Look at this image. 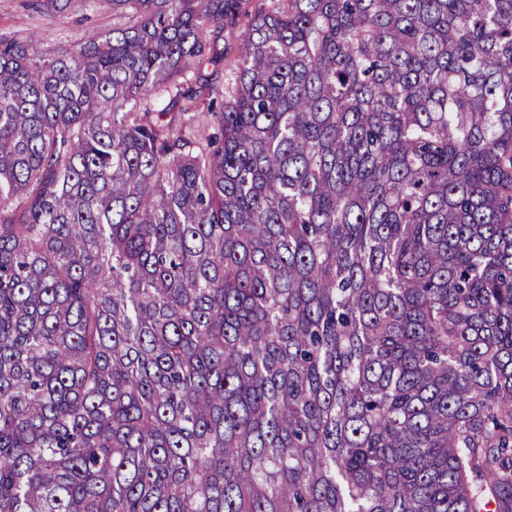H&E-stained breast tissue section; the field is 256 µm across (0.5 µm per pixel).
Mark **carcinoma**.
<instances>
[{"label": "carcinoma", "instance_id": "1", "mask_svg": "<svg viewBox=\"0 0 512 512\" xmlns=\"http://www.w3.org/2000/svg\"><path fill=\"white\" fill-rule=\"evenodd\" d=\"M0 512H512V0L0 35Z\"/></svg>", "mask_w": 512, "mask_h": 512}]
</instances>
